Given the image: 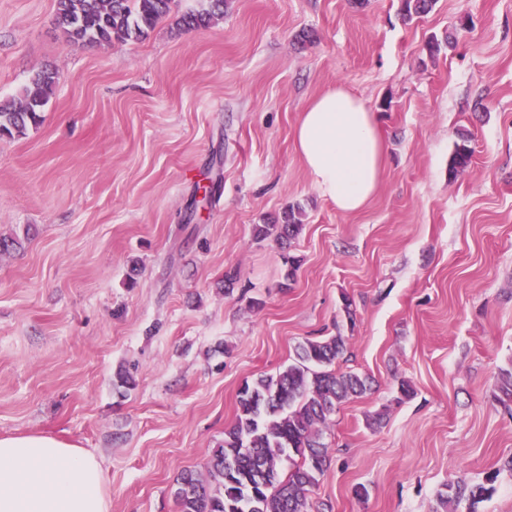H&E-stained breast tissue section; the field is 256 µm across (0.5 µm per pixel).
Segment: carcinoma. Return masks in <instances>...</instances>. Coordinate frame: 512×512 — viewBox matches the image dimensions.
Instances as JSON below:
<instances>
[{
  "label": "carcinoma",
  "mask_w": 512,
  "mask_h": 512,
  "mask_svg": "<svg viewBox=\"0 0 512 512\" xmlns=\"http://www.w3.org/2000/svg\"><path fill=\"white\" fill-rule=\"evenodd\" d=\"M174 0H56V24L74 41L89 44L122 43L147 35L171 10ZM204 12L186 13L180 24L201 27L224 15L226 0H209ZM436 0H401L403 19L428 14ZM57 82L52 71L36 72L19 102L0 103V136L21 135L42 121ZM472 149L467 141L455 146L448 173L453 176L469 165ZM302 224L294 210L283 213L279 224H256L254 237H269L286 248ZM347 338H307L296 348V359L274 375L244 383L238 392V414L224 430V440L207 462L206 475L187 471L180 477L174 497L179 512H313L310 494L328 466L323 434L331 416L343 403L371 390L369 377L338 372L336 360L346 350ZM494 400L512 407V370L500 373ZM291 462L281 477L283 461ZM489 489L460 480L439 496L445 512H457L465 501L469 512Z\"/></svg>",
  "instance_id": "cac0c4a2"
}]
</instances>
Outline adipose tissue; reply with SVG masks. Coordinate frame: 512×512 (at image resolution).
Here are the masks:
<instances>
[{"label":"adipose tissue","instance_id":"ef3b65f1","mask_svg":"<svg viewBox=\"0 0 512 512\" xmlns=\"http://www.w3.org/2000/svg\"><path fill=\"white\" fill-rule=\"evenodd\" d=\"M295 145L313 185L338 211H360L376 194L386 147L374 113L343 86L310 102ZM0 512H110L98 458L49 436L0 437Z\"/></svg>","mask_w":512,"mask_h":512}]
</instances>
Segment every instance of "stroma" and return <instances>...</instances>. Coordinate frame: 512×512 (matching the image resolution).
<instances>
[{
  "instance_id": "stroma-1",
  "label": "stroma",
  "mask_w": 512,
  "mask_h": 512,
  "mask_svg": "<svg viewBox=\"0 0 512 512\" xmlns=\"http://www.w3.org/2000/svg\"><path fill=\"white\" fill-rule=\"evenodd\" d=\"M400 5L228 0L187 30L207 0H175L145 39L90 46L56 27L55 0H0V101L58 74L42 122L0 138V238L23 240L0 252V436L93 452L111 512H177L244 382L341 334L336 370L374 383L331 417L316 512H443L460 479L489 482L477 512H512V413L493 400L512 367V0H437L410 21ZM339 84L387 145L351 214L294 144ZM464 138L472 161L449 175ZM291 206L288 249L255 239ZM209 9L204 12L186 13L180 17L179 23L186 28L209 25L213 20L224 15L226 0H209Z\"/></svg>"
}]
</instances>
